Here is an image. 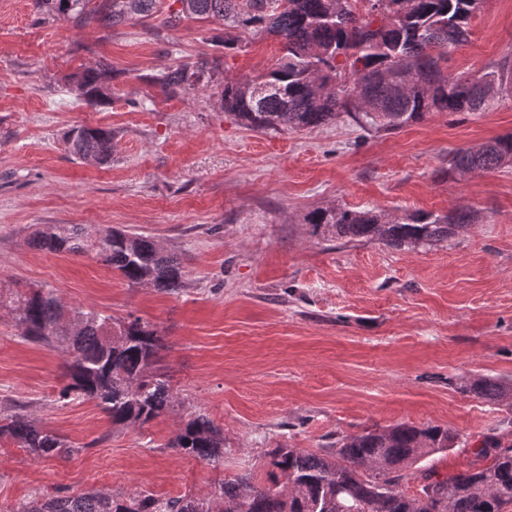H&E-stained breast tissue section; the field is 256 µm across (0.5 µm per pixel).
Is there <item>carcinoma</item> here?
I'll return each instance as SVG.
<instances>
[{
	"label": "carcinoma",
	"instance_id": "1",
	"mask_svg": "<svg viewBox=\"0 0 512 512\" xmlns=\"http://www.w3.org/2000/svg\"><path fill=\"white\" fill-rule=\"evenodd\" d=\"M165 23L209 19L224 29V48H239L234 30L258 28L282 38L275 66L253 79H226L224 111L246 128L294 132L327 124L345 112L369 134H388L433 112H477L499 94L512 93V58L479 77L461 79L440 62L469 42V20L483 0H367L361 14L352 0H180ZM45 20L69 18L105 28L151 17L163 0H33ZM218 67L185 63L147 77L168 96L211 82ZM112 71L88 68L73 81L87 103L110 98ZM72 153L97 165L112 162V129L81 125L69 134ZM512 164V134L477 148L457 150L448 177ZM475 220L474 214L417 212L387 220L374 210L313 212L308 223L347 241H377L394 250L436 245ZM31 244L67 255L93 253L132 285L175 294L183 284L180 259L153 238L110 227L88 232L81 224L45 226ZM14 315L19 335L70 356L60 397L92 401L112 425L141 428L173 404L167 375L157 368L164 345L139 317L117 319L94 309L64 310L50 289H33L0 308ZM462 392L499 405L512 399V384L474 378ZM35 459L64 458L74 449L55 432L17 412L0 420V440ZM459 435L439 425L401 422L346 436L325 456L274 448L267 453V483L247 474L224 481L208 498L161 500L140 495L130 503L108 493L55 495L21 503L12 512H504L512 504V442L495 435L476 449L482 465L439 476L427 459L457 447ZM169 447L206 462L220 459L224 434L208 415L191 418ZM420 483L408 496L401 486Z\"/></svg>",
	"mask_w": 512,
	"mask_h": 512
}]
</instances>
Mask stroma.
Segmentation results:
<instances>
[{"mask_svg": "<svg viewBox=\"0 0 512 512\" xmlns=\"http://www.w3.org/2000/svg\"><path fill=\"white\" fill-rule=\"evenodd\" d=\"M470 41L443 68L483 72L512 55V0H485ZM222 26H167L161 15L114 28L42 20L31 0H0V292L52 289L66 308L136 316L164 336L172 408L142 428L113 426L94 403L63 401L67 354L21 338L0 310V416L24 411L67 439L66 459L0 442V512L90 490L126 499L205 497L261 470L285 445L321 454L337 439L405 422L439 425L465 445L433 456L439 474L469 469L482 436L512 440V410L462 393L489 375L512 383V165L444 177L449 151L512 133V95L489 109L433 113L371 136L346 114L303 132L246 129L212 83L171 98L146 77L208 59L251 78L280 57L279 37ZM112 69V98L67 89L88 67ZM146 108H137V101ZM79 125L112 128L111 165L77 159ZM372 208L389 218L471 211L448 241L392 250L336 239L315 209ZM112 226L180 258L179 293L129 285L94 254L32 247L41 226ZM207 414L224 455L207 463L169 445Z\"/></svg>", "mask_w": 512, "mask_h": 512, "instance_id": "35a3bbf8", "label": "stroma"}]
</instances>
